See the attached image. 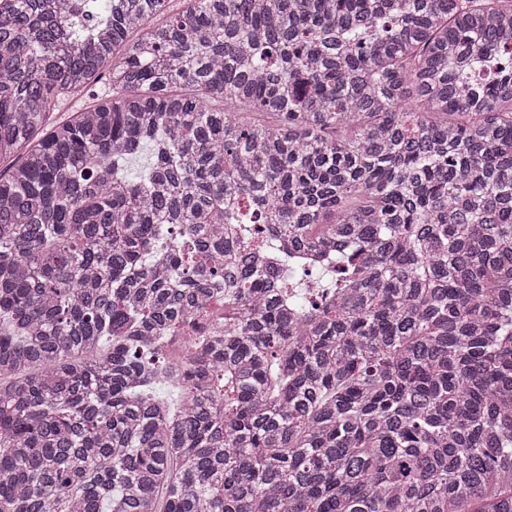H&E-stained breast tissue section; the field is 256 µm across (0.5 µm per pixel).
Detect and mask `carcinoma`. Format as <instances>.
<instances>
[{
	"instance_id": "obj_1",
	"label": "carcinoma",
	"mask_w": 512,
	"mask_h": 512,
	"mask_svg": "<svg viewBox=\"0 0 512 512\" xmlns=\"http://www.w3.org/2000/svg\"><path fill=\"white\" fill-rule=\"evenodd\" d=\"M171 2L0 9V512H512V0Z\"/></svg>"
}]
</instances>
